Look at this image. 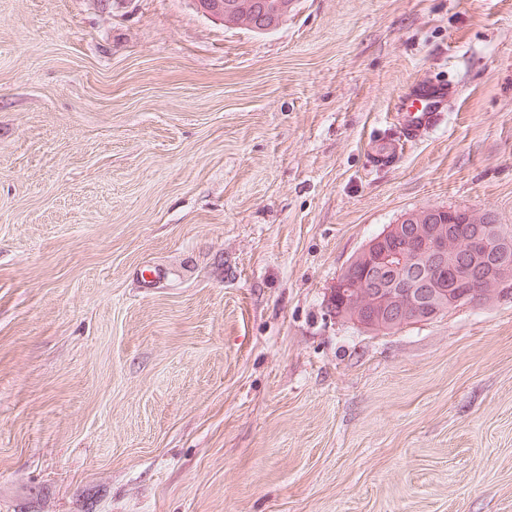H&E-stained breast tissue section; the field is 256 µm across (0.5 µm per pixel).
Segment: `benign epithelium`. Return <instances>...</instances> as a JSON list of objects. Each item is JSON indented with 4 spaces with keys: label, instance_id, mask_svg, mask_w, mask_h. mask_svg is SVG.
<instances>
[{
    "label": "benign epithelium",
    "instance_id": "7a95c632",
    "mask_svg": "<svg viewBox=\"0 0 512 512\" xmlns=\"http://www.w3.org/2000/svg\"><path fill=\"white\" fill-rule=\"evenodd\" d=\"M203 15L227 23L224 0H192ZM245 7L256 13L255 27L268 32L277 28L292 3L277 13L249 0ZM438 211L427 208L409 212L366 242L336 278L327 297L329 316L366 332H395L412 323L444 315L465 306L490 302L512 285V266L489 262V238L485 219L465 211L469 232L461 250L454 228L436 222ZM363 277L350 284L356 269Z\"/></svg>",
    "mask_w": 512,
    "mask_h": 512
}]
</instances>
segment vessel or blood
<instances>
[{
    "mask_svg": "<svg viewBox=\"0 0 512 512\" xmlns=\"http://www.w3.org/2000/svg\"><path fill=\"white\" fill-rule=\"evenodd\" d=\"M455 95V87L445 82L419 81L410 85L399 105L403 114L399 134L380 143L374 154L376 163H390L399 156L405 144L436 127Z\"/></svg>",
    "mask_w": 512,
    "mask_h": 512,
    "instance_id": "obj_1",
    "label": "vessel or blood"
}]
</instances>
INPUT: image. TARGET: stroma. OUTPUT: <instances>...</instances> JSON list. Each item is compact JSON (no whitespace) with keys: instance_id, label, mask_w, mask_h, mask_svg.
Instances as JSON below:
<instances>
[{"instance_id":"35a3bbf8","label":"stroma","mask_w":512,"mask_h":512,"mask_svg":"<svg viewBox=\"0 0 512 512\" xmlns=\"http://www.w3.org/2000/svg\"><path fill=\"white\" fill-rule=\"evenodd\" d=\"M427 207L512 230V0H0V512H512V290L325 309ZM197 10L203 15L217 20L223 24L232 26L228 18L224 15V9L227 12H236L242 1L237 0H192ZM257 0H250V2L245 3L246 9H251V12L256 13V18L254 21L255 27L262 32H268L277 28V24L280 23L285 17H288V13L291 11L293 0H288L292 2H288L287 4H282L277 13L273 15H269L266 13L265 7L262 5V2H251ZM256 4V5H255ZM262 5V6H260ZM261 7V10H260ZM456 89L445 82L419 81L409 86L398 106L404 113L396 138L379 144L374 157L380 165L390 163L401 153L403 146L432 130L448 112V103L455 97Z\"/></svg>"}]
</instances>
